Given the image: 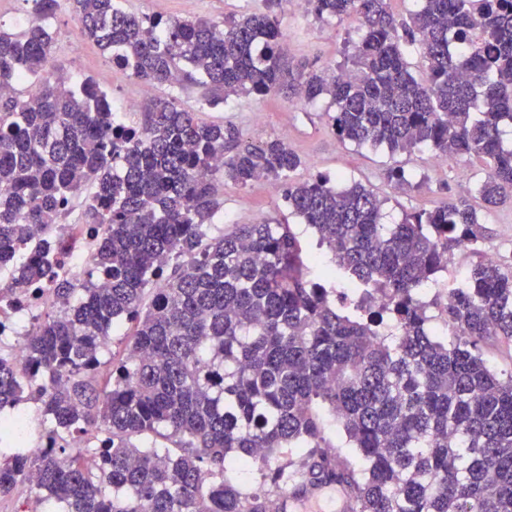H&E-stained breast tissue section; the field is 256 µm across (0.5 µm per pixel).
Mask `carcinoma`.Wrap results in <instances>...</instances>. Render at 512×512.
<instances>
[{
	"label": "carcinoma",
	"instance_id": "cac0c4a2",
	"mask_svg": "<svg viewBox=\"0 0 512 512\" xmlns=\"http://www.w3.org/2000/svg\"><path fill=\"white\" fill-rule=\"evenodd\" d=\"M24 2L32 21L0 29V270L52 297L53 310L32 317L22 363L0 351V409L32 400L41 415L33 448L0 429V498L33 476L57 512H269L265 495L228 481L246 467L279 491L343 486L352 512H512V373L482 353L512 345V267L481 259L440 302L451 340L430 333L421 296L455 252L484 239L468 201L385 224V201L360 183L294 181L303 160L281 138L242 143L174 97L127 123L93 82L52 77L57 0ZM71 2L80 33L148 86H205L209 107L239 95L327 98L339 142L473 157L484 202L512 199L501 139L512 125V0H421L401 23L388 0H306L318 20H360L351 69L338 74L290 66L288 0L222 25ZM221 177L281 183L330 265L311 274L281 221L212 236ZM89 182L90 268L65 273L53 230ZM336 280L389 304L351 313L333 300ZM123 325L126 355L101 361ZM341 436L361 465L333 450Z\"/></svg>",
	"mask_w": 512,
	"mask_h": 512
}]
</instances>
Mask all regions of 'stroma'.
I'll list each match as a JSON object with an SVG mask.
<instances>
[{
  "label": "stroma",
  "instance_id": "1",
  "mask_svg": "<svg viewBox=\"0 0 512 512\" xmlns=\"http://www.w3.org/2000/svg\"><path fill=\"white\" fill-rule=\"evenodd\" d=\"M123 6L138 16L203 19L220 25L225 17L262 9L263 0H123ZM358 26L353 17L318 22L307 13L305 0H290L281 21L282 32L291 44L293 63L331 72L344 66L347 53L360 38ZM49 27L55 42L54 63L62 67L71 81L91 80L109 95L118 111L128 99L139 94L141 82L113 64L97 44L81 35L69 0H59ZM153 94L177 98L181 107L198 113L204 121L235 126L241 141L274 137L285 140L304 161L294 174L295 180L305 181L325 174L344 183L361 182L385 199L384 210L391 224L400 223L406 214L444 206L459 196L469 197L488 234L479 252L471 251L465 258L451 259L440 277L444 288L458 287L480 254L493 253L497 261L512 265V202L486 209L476 192L477 184L485 176L477 160L456 158L440 165L428 147L393 156L382 148L340 143L323 100L310 107L289 96L264 99L237 96L222 106L205 108L201 105L203 91L196 86L163 85L155 87ZM395 166L422 178V185L400 186L388 179V170ZM219 194L222 207L214 222L220 226L276 221L285 212L280 188L268 180L244 189L225 179L220 183Z\"/></svg>",
  "mask_w": 512,
  "mask_h": 512
}]
</instances>
